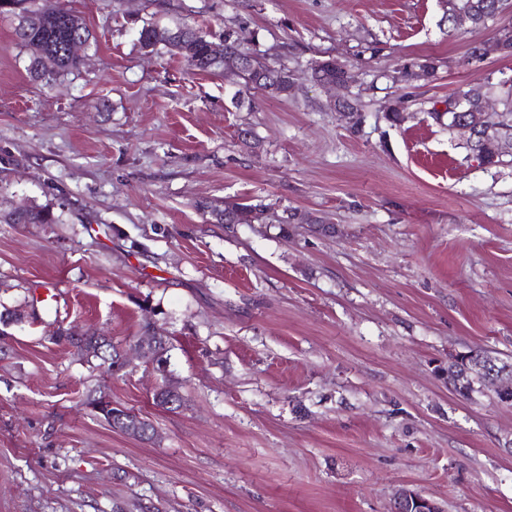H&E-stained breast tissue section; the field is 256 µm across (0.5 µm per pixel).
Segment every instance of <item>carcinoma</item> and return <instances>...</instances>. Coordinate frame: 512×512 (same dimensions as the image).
Returning a JSON list of instances; mask_svg holds the SVG:
<instances>
[{
  "mask_svg": "<svg viewBox=\"0 0 512 512\" xmlns=\"http://www.w3.org/2000/svg\"><path fill=\"white\" fill-rule=\"evenodd\" d=\"M504 0H447L448 27L457 29L469 27L479 29L487 25L503 10ZM0 16L9 18L13 24L15 44L28 53L26 71L35 81L47 85L54 84L58 79L80 69L82 61L69 51L70 42L82 37L88 47H98V37L86 26L83 19L72 9L60 6L45 9L37 6L36 0H0ZM175 40L168 48L173 54L183 59L186 64L201 72L216 73L221 64L214 63L210 57L209 39L205 34L188 26L176 27L171 30ZM240 31L232 28L224 31V49L229 57L237 54L245 57L242 85L246 90L255 88V77L264 75L261 84L262 92L271 97H283L288 89L291 71L288 67L271 66L256 52L241 47ZM51 64H45V61ZM314 73L346 85L352 82L348 66L336 59H327L315 64ZM436 73V64L432 60L411 63L403 66L395 76L396 81L412 83L431 78ZM498 96L500 107L494 119H481L482 105L485 99ZM448 102L456 103V110L448 113V129H454L460 122L472 126V134L467 144L473 157L478 158L482 143L489 137L500 139L502 151L479 158V162L489 166L503 162V157L512 156V80L493 83L490 80L464 83L448 95ZM212 215L220 224H263L269 220L266 211L251 204L229 201L224 208L211 210ZM58 219L46 206H26L0 213L1 224H55ZM280 229L288 232L290 224H323L325 220L306 211L291 210L277 219ZM57 336L71 342V345L83 351H106L110 357V366H116L119 360L117 348L105 336L86 341V345L73 338L63 330ZM512 374V366L498 363V359L477 353L467 361L448 365V379L460 383L459 391L466 395L472 391L473 381L477 380L489 387L501 374ZM102 416L114 429L136 436L142 440H150L155 435L153 425L144 419L114 417L111 411H102Z\"/></svg>",
  "mask_w": 512,
  "mask_h": 512,
  "instance_id": "1",
  "label": "carcinoma"
}]
</instances>
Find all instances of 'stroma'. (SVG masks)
Listing matches in <instances>:
<instances>
[{"label": "stroma", "mask_w": 512, "mask_h": 512, "mask_svg": "<svg viewBox=\"0 0 512 512\" xmlns=\"http://www.w3.org/2000/svg\"><path fill=\"white\" fill-rule=\"evenodd\" d=\"M38 2L70 4L99 46L50 89L0 19V210L63 217L0 224V512H391L403 486L512 512V403L448 379L473 351L512 364V162L479 164L429 116L460 84L512 79V56L467 60L512 7L476 34L449 30L444 0ZM146 21L242 29L295 91L144 56ZM330 57L358 123L311 79ZM429 58L431 80L392 81ZM231 199L332 227L216 223ZM149 323L159 361L138 352ZM61 327L130 364L107 371ZM162 384L179 408L155 405ZM92 388L153 439L112 429ZM58 218L46 206H26L0 213L1 224H55ZM56 334L57 336H59V338H65L66 340H68L72 346L76 347L80 351L93 350L95 356H98V350H100V353L108 352V356L110 357L111 360L110 366H112V370H114V367L116 366L119 357L120 361L124 364V366H127V356L125 354H122L121 357L117 352V348L108 340L106 336H98L94 340H86V346L83 347L80 342L74 341L73 338L63 330L58 331Z\"/></svg>", "instance_id": "1"}]
</instances>
